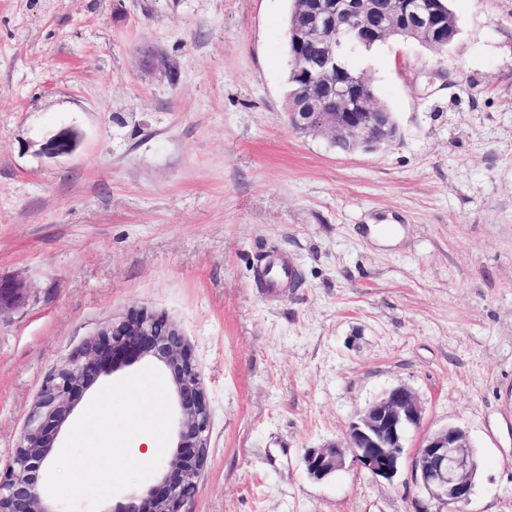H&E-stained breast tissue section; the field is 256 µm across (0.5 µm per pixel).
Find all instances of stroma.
Listing matches in <instances>:
<instances>
[{
	"instance_id": "1",
	"label": "stroma",
	"mask_w": 512,
	"mask_h": 512,
	"mask_svg": "<svg viewBox=\"0 0 512 512\" xmlns=\"http://www.w3.org/2000/svg\"><path fill=\"white\" fill-rule=\"evenodd\" d=\"M292 6L0 0V278L25 289L0 311V468L55 370L144 307L209 404L182 512H415L416 450L451 425L480 458L467 512H512V0H450L446 52L356 59L398 136L348 153L288 124ZM64 127L75 153L41 155ZM270 256L299 287L258 286ZM399 385L422 418L397 476H310L307 449Z\"/></svg>"
}]
</instances>
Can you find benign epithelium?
I'll return each instance as SVG.
<instances>
[{"label":"benign epithelium","instance_id":"obj_1","mask_svg":"<svg viewBox=\"0 0 512 512\" xmlns=\"http://www.w3.org/2000/svg\"><path fill=\"white\" fill-rule=\"evenodd\" d=\"M307 18L290 33L289 64L308 89L306 99L288 107L296 131L320 132L334 140L391 145L392 113L379 101L363 71L345 67L348 50L341 36L370 45L401 35L440 53L457 26L441 0H294ZM80 135L63 128L47 137L40 153L51 159L72 155ZM22 284L0 278V311L24 299ZM147 360L166 374L172 387L174 441L171 460L138 490L123 495L112 512H180L195 491L207 461L209 405L200 373L182 332L161 314L134 308L75 351L42 388L29 410L11 465L0 472V512H63L48 494L42 467L59 447V436L85 394L102 377ZM422 417L416 394L401 385L386 391L349 425L344 443L311 448L307 472L322 479L345 465L346 456L375 478L396 476L404 436ZM415 482L428 500L450 512H467L478 462L467 432L459 426L426 436L414 457Z\"/></svg>","mask_w":512,"mask_h":512}]
</instances>
